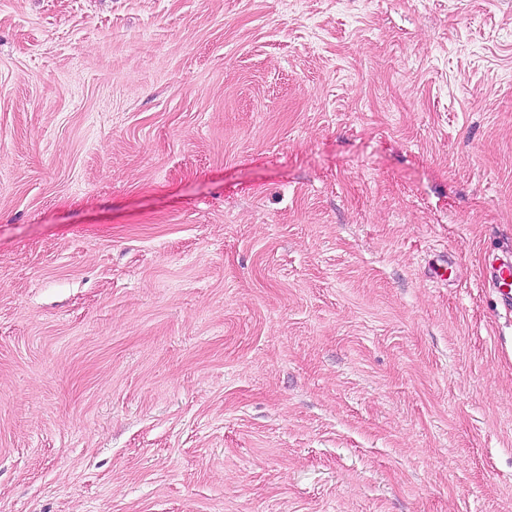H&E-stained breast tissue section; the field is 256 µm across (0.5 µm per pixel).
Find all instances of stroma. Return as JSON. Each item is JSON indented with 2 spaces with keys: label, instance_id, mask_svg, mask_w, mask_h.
<instances>
[{
  "label": "stroma",
  "instance_id": "stroma-1",
  "mask_svg": "<svg viewBox=\"0 0 512 512\" xmlns=\"http://www.w3.org/2000/svg\"><path fill=\"white\" fill-rule=\"evenodd\" d=\"M509 256L512 0H0V512H512ZM488 281L499 294L500 303L512 313V260L487 270Z\"/></svg>",
  "mask_w": 512,
  "mask_h": 512
}]
</instances>
